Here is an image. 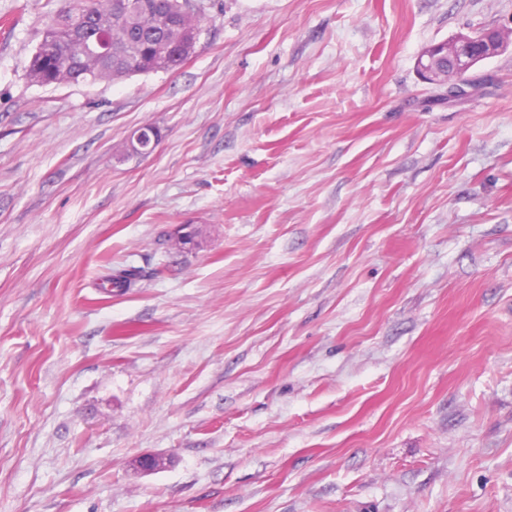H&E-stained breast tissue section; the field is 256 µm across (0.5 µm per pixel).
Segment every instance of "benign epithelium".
<instances>
[{
  "mask_svg": "<svg viewBox=\"0 0 512 512\" xmlns=\"http://www.w3.org/2000/svg\"><path fill=\"white\" fill-rule=\"evenodd\" d=\"M507 42H496L489 32L460 33L448 42L434 44L424 49L416 60V66L425 80L435 85L448 83V71L456 79L467 78L471 69L479 62L504 51ZM136 146L133 150L147 155L155 149L158 137L154 128L144 126L137 130ZM137 467L145 472L163 469L167 459L155 455H142L135 460Z\"/></svg>",
  "mask_w": 512,
  "mask_h": 512,
  "instance_id": "7a95c632",
  "label": "benign epithelium"
}]
</instances>
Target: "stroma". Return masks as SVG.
Returning a JSON list of instances; mask_svg holds the SVG:
<instances>
[{"label": "stroma", "mask_w": 512, "mask_h": 512, "mask_svg": "<svg viewBox=\"0 0 512 512\" xmlns=\"http://www.w3.org/2000/svg\"><path fill=\"white\" fill-rule=\"evenodd\" d=\"M60 5L0 0V512H512V46L415 68L512 0H191L42 86ZM71 1H82L81 12L70 8ZM63 0L44 32L40 51L29 58L26 72L41 85L79 83L87 80L118 79L133 74L173 71L193 53L199 34V20L189 9L187 0ZM163 2L164 6L159 7ZM158 6V7H157ZM137 37L128 38L130 31ZM98 32L112 37V53L97 56L79 53L81 40H93ZM181 40L189 50L184 55L160 60L166 41ZM490 32L460 33L449 42L434 44L424 49L416 66L425 80L435 85L448 84V67L455 79L468 78L479 62L504 51L511 42H496Z\"/></svg>", "instance_id": "1"}]
</instances>
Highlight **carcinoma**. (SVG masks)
Returning <instances> with one entry per match:
<instances>
[{"mask_svg":"<svg viewBox=\"0 0 512 512\" xmlns=\"http://www.w3.org/2000/svg\"><path fill=\"white\" fill-rule=\"evenodd\" d=\"M63 0L44 32L40 51L29 58L26 72L41 85L118 79L154 71V61L173 71L193 53L199 20L180 0H138L131 8L127 0H82L81 12ZM99 32L112 37V53L106 56L79 52L81 40H92ZM141 273L124 269L108 278L111 287L126 291L136 285Z\"/></svg>","mask_w":512,"mask_h":512,"instance_id":"carcinoma-1","label":"carcinoma"}]
</instances>
